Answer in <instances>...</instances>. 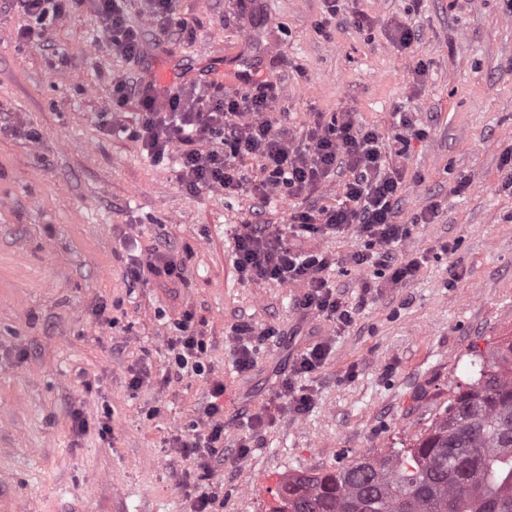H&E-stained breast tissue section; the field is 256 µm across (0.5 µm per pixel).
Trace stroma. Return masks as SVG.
<instances>
[{
    "mask_svg": "<svg viewBox=\"0 0 512 512\" xmlns=\"http://www.w3.org/2000/svg\"><path fill=\"white\" fill-rule=\"evenodd\" d=\"M122 7L143 34L136 62L108 47L91 0L38 46L18 43L28 19L0 0V512H193L200 491L213 512H274L288 478L422 434L468 377L473 351L512 336V193L502 187L512 12L504 0H341L333 17L326 0H175L176 19L195 27L182 39L159 31L147 0ZM405 22L414 40L404 49ZM226 46L238 56L213 64ZM244 74L277 86L272 122L299 128L347 111L376 127L387 164L405 172L397 223L439 205L398 250L422 259L398 285L352 264L355 230L294 239L333 258L329 279L354 309L346 329L299 309L305 283L245 282L233 264L237 227L287 228L309 205H336L342 179L263 203L260 164L247 160L243 189H187L177 164L154 163L130 137L137 102L112 100L117 77L231 94ZM403 116L417 134L402 155ZM164 244L180 277L129 284V256ZM184 320L203 335L207 371L172 378L167 342ZM242 321L275 332L246 371L234 364ZM322 341L325 364L302 379L309 412L279 408L262 429L242 430ZM137 373L145 381L134 390ZM216 381L224 457L203 469L173 439L204 425Z\"/></svg>",
    "mask_w": 512,
    "mask_h": 512,
    "instance_id": "1",
    "label": "stroma"
}]
</instances>
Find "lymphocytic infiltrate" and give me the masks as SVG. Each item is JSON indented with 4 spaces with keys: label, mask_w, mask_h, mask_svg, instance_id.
<instances>
[{
    "label": "lymphocytic infiltrate",
    "mask_w": 512,
    "mask_h": 512,
    "mask_svg": "<svg viewBox=\"0 0 512 512\" xmlns=\"http://www.w3.org/2000/svg\"><path fill=\"white\" fill-rule=\"evenodd\" d=\"M82 4L83 0H13L14 7L31 20L19 30V40L40 45L48 23L59 21ZM95 7L113 50L129 60H140L142 36L128 24L121 0H96ZM275 96L274 86L264 82L230 97L219 87L187 97L160 90L145 79L112 82L116 104L137 99L141 115L130 135L153 161H163L175 147H182L177 179L186 188L239 187L238 165L248 159L261 163L264 178L258 190L264 195L283 189L292 196L309 195L337 169L350 172L341 202L298 212L285 234L266 224L243 225L234 254L241 280L305 282L307 290L299 307L346 328L353 321V310L323 276L331 265L329 257L296 250L288 239L341 234L353 228L363 242L362 249L352 255L354 265L386 270L395 284L409 279L420 264L396 258L397 247L411 236L409 225L395 221L403 172L386 166L382 135L376 128L357 124L352 113H341L327 123L315 120L298 135L288 127L274 126L266 114ZM168 347L169 364L176 376L204 373L206 346L188 325L179 326ZM211 396L205 428L176 440L181 452L203 468L224 455L223 383L213 384Z\"/></svg>",
    "instance_id": "f902f5d3"
}]
</instances>
